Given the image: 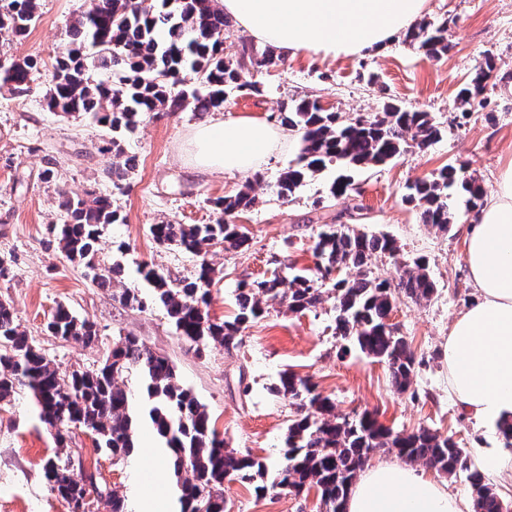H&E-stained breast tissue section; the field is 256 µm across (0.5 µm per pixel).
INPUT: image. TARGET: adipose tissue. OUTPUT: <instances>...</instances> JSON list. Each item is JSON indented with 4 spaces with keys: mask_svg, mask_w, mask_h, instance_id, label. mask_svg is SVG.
Instances as JSON below:
<instances>
[{
    "mask_svg": "<svg viewBox=\"0 0 512 512\" xmlns=\"http://www.w3.org/2000/svg\"><path fill=\"white\" fill-rule=\"evenodd\" d=\"M257 42L284 57L361 55L385 48L423 13L426 0H218ZM273 122L215 117L192 133L189 165L249 176L278 148ZM465 258L479 300L461 312L444 344L448 391L491 426L512 420V166L466 224ZM437 480L393 461L366 465L346 512H466Z\"/></svg>",
    "mask_w": 512,
    "mask_h": 512,
    "instance_id": "adipose-tissue-1",
    "label": "adipose tissue"
}]
</instances>
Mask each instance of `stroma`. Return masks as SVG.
Instances as JSON below:
<instances>
[{
  "label": "stroma",
  "instance_id": "1",
  "mask_svg": "<svg viewBox=\"0 0 512 512\" xmlns=\"http://www.w3.org/2000/svg\"><path fill=\"white\" fill-rule=\"evenodd\" d=\"M90 0H39V18L26 39L0 45V60L29 55L45 67L27 96L0 93V263L9 269L0 279V300L9 302L21 330L51 359L61 374L93 368L116 336H135L175 367L181 386L205 406L226 444L244 454L281 462L285 436L295 415L275 386L282 372L310 379L342 415L377 412L393 430L427 428L452 437L468 458L478 449L501 451L497 431L465 416L448 394L443 344L453 319L477 298L464 256L462 224L450 234L421 223L403 195L407 184L430 177L444 165L464 168L486 193H493L501 172L512 166V0H427L423 19L447 24V55L431 59L404 38L384 49L355 56L298 55L262 72L263 95L232 96L220 113L278 115L283 103L308 96L343 115L374 114L396 104L429 113L441 135L431 146L409 149L380 167L354 172L347 196L327 201L336 167L309 178L285 201L270 190L299 155L296 131L280 126L282 149L257 169L258 200L241 219L250 231L248 247L210 249L198 257L159 246L149 227L161 222L210 224L218 214L215 199L234 194L243 178L215 172L202 175L188 167L180 148L190 129L201 124L185 110L144 120L123 141V156L135 157L125 191L112 186L110 171L123 156L111 150L104 126L49 111L44 99L56 56L70 40V29ZM495 58L483 108L463 113L457 93L483 59ZM90 191L114 199L122 223L103 227L98 259L120 264L122 287L139 291L136 272L146 263L181 278L193 275L200 260L216 270L208 312L213 321L231 318L242 281L270 276L277 264L314 273L313 236L323 224H356L396 240V255L374 258L378 278L395 281L402 263L422 256L437 291L430 302L400 299L390 322L416 358L413 382L397 392L384 363L359 351L342 352L333 328L332 301L316 311L289 312L271 302L264 317L243 330L237 348L196 349L179 337L164 310L121 304L113 289L97 284L85 265L70 260L47 232L61 216L59 191ZM96 322L102 341L85 347L53 336L46 323L57 305ZM54 428L40 421L26 391L0 401V512H69L43 477L54 455ZM137 448L126 461L94 451L85 429L73 430V460L99 472L108 487L128 496L136 512H175L169 483L152 479L154 458L145 448L152 437L136 436ZM228 512H319L316 493L297 497L282 492L256 496L251 486H224Z\"/></svg>",
  "mask_w": 512,
  "mask_h": 512
}]
</instances>
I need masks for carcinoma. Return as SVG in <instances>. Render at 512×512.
Segmentation results:
<instances>
[{
    "instance_id": "1",
    "label": "carcinoma",
    "mask_w": 512,
    "mask_h": 512,
    "mask_svg": "<svg viewBox=\"0 0 512 512\" xmlns=\"http://www.w3.org/2000/svg\"><path fill=\"white\" fill-rule=\"evenodd\" d=\"M160 7L145 0H91L90 7L71 27L74 48L56 58L46 90L48 107L67 116H84L132 132L141 120L164 113L191 110L199 115L224 105L234 93L264 92L256 73L276 68L282 59L270 49L259 51L242 43L235 55L224 54V11L214 0H158ZM38 18V0H9L0 9V37L10 41L26 38ZM447 26L422 20L407 30L405 38L427 57L448 52ZM44 67L36 56L0 64V90L22 97ZM109 74L97 79L91 69ZM496 64L485 58L462 84L458 99L468 111L484 101L488 81ZM205 87L201 93L187 80ZM288 126L300 135L301 149L294 165L288 166L270 191L290 199L305 180L330 165L348 169L381 166L416 146H429L441 130L426 112L391 106L376 115L345 118L322 108L316 99L304 98L281 106ZM135 159L112 167V185L121 190ZM351 176L341 174L329 186L332 199L352 190ZM468 196L469 210L478 207L483 189L473 177L447 166L426 179L406 186L404 199L418 210L424 224L448 233L455 224L452 191ZM257 203L253 186L246 183L235 194L220 198L214 207L221 217L213 224H152L150 233L162 247H177L194 255L222 246L240 249L249 244L246 228L233 222ZM62 223L48 225L61 250L94 271L102 286L114 283L119 266L97 264L101 228L117 224L123 217L107 196L87 193L80 197L59 192ZM396 242L384 235L369 234L352 224H326L316 234L313 254L318 277L275 273L268 278L242 282L236 298V313L230 320L214 322L205 310L215 269L201 260L196 272L174 284L157 269H141L150 293L123 290L119 301L144 309L160 304L180 336L202 347L219 344L229 350L251 321L267 313L268 302L277 301L289 311L303 313L333 300L336 337L342 349L357 348L386 365L393 387L407 392L412 384L415 357L408 342L396 334L390 315L398 299L414 303L429 301L436 292L426 261L416 257L404 264L396 283L373 276V256L393 255ZM339 276H334L335 272ZM55 336L85 346L101 342L94 322L80 319L58 306L48 322ZM135 375L144 401L136 407L118 379ZM35 398L39 417L56 429L57 447H66L70 430L87 429L95 449L121 461L135 448L138 427L145 423L166 447L173 449L172 468L180 512H195L197 499L214 503L224 512V482L262 484L255 492L286 490L296 496L316 489L322 512H344L346 500L368 459L385 448H394L406 462L421 463L448 477L465 474L473 497L474 512H507L484 473L468 464L465 449L452 437L427 428L396 432L382 424L375 413L353 417L335 412L330 397L322 395L309 379L283 374L276 390L296 407L288 426L284 463L270 468L267 459L242 454L220 439L205 408L177 381L170 361L153 352L135 336L112 342L105 361L95 368L60 375L58 367L29 342L15 322L12 305L0 301V400L19 390ZM50 490L63 499L85 497L86 484L97 485L95 475L74 476L69 455L61 452L44 465ZM110 512H129L125 497L107 488Z\"/></svg>"
}]
</instances>
